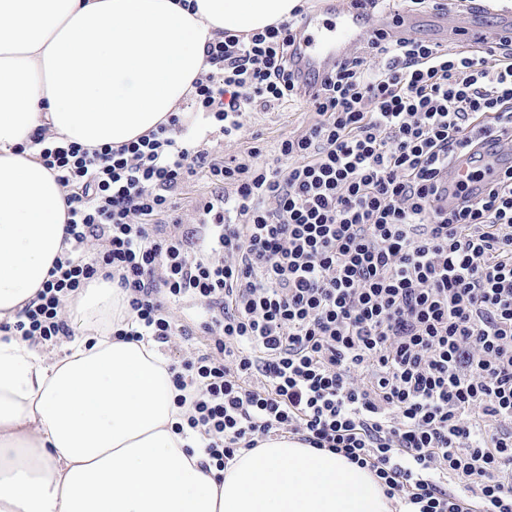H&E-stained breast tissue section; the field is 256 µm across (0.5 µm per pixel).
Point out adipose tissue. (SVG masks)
Returning a JSON list of instances; mask_svg holds the SVG:
<instances>
[{
    "instance_id": "1",
    "label": "adipose tissue",
    "mask_w": 512,
    "mask_h": 512,
    "mask_svg": "<svg viewBox=\"0 0 512 512\" xmlns=\"http://www.w3.org/2000/svg\"><path fill=\"white\" fill-rule=\"evenodd\" d=\"M0 0V322L42 289L67 208L31 141L120 146L155 130L205 70L204 46L287 20L300 0ZM53 356L0 336V512H393L368 469L278 438L217 471L153 341L99 280L70 299Z\"/></svg>"
}]
</instances>
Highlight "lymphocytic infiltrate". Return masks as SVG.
I'll return each mask as SVG.
<instances>
[{
	"label": "lymphocytic infiltrate",
	"instance_id": "1",
	"mask_svg": "<svg viewBox=\"0 0 512 512\" xmlns=\"http://www.w3.org/2000/svg\"><path fill=\"white\" fill-rule=\"evenodd\" d=\"M302 14L207 43L190 95L228 141L245 113L304 103L313 121L274 148L214 156L177 113L117 147L33 133L65 248L0 330L72 336L69 298L113 281L115 336H206L168 371L217 469L284 437L369 469L404 512H512V167L436 205L473 128L512 132V37L449 50L374 30L310 93L290 56ZM200 174L215 191L188 232L173 193Z\"/></svg>",
	"mask_w": 512,
	"mask_h": 512
}]
</instances>
